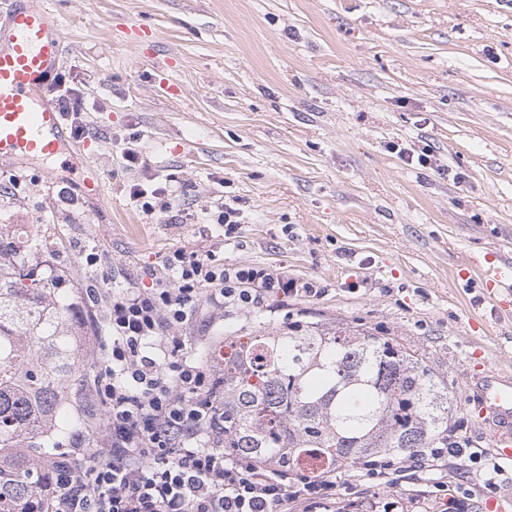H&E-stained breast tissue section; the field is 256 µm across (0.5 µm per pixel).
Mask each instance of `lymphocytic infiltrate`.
Wrapping results in <instances>:
<instances>
[{
    "instance_id": "obj_1",
    "label": "lymphocytic infiltrate",
    "mask_w": 512,
    "mask_h": 512,
    "mask_svg": "<svg viewBox=\"0 0 512 512\" xmlns=\"http://www.w3.org/2000/svg\"><path fill=\"white\" fill-rule=\"evenodd\" d=\"M162 265L166 277L150 287L116 288L107 298L110 338L101 344L105 380L97 395L109 446L103 462L80 470L83 439L73 436L52 465L50 512H323L336 497L334 476L291 477L217 448L224 421L215 376L171 333L207 302L254 307L270 293L310 297L316 288L194 252L173 253ZM448 454L433 448L371 473L388 487L394 474L432 470Z\"/></svg>"
}]
</instances>
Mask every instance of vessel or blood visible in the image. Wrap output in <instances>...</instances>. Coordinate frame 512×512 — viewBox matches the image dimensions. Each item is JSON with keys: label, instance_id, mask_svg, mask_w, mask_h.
I'll return each mask as SVG.
<instances>
[{"label": "vessel or blood", "instance_id": "vessel-or-blood-1", "mask_svg": "<svg viewBox=\"0 0 512 512\" xmlns=\"http://www.w3.org/2000/svg\"><path fill=\"white\" fill-rule=\"evenodd\" d=\"M64 37L57 21L33 0H17L0 29V159L60 152L65 116L44 96L59 71ZM486 286L512 295V257L475 261ZM481 414L494 421L492 446L497 458L512 465V382L486 371L476 378Z\"/></svg>", "mask_w": 512, "mask_h": 512}]
</instances>
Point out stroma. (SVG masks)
<instances>
[{
    "instance_id": "35a3bbf8",
    "label": "stroma",
    "mask_w": 512,
    "mask_h": 512,
    "mask_svg": "<svg viewBox=\"0 0 512 512\" xmlns=\"http://www.w3.org/2000/svg\"><path fill=\"white\" fill-rule=\"evenodd\" d=\"M65 36L62 73L89 109L78 124L104 183L80 189L71 147L0 163V229L38 224L44 260L90 323L92 373L108 325L99 292L163 274V255L214 251L315 283L318 295L202 310L178 328L211 370L225 337L294 321L359 322L425 350L444 377L467 456L412 480L483 500L496 456L470 380L512 372V315L471 259L512 250V7L504 0H37ZM137 133L140 160L118 141ZM430 145L432 162L398 148ZM176 190L181 208L226 203L224 227L131 207L132 186ZM100 257L96 265L88 253Z\"/></svg>"
}]
</instances>
